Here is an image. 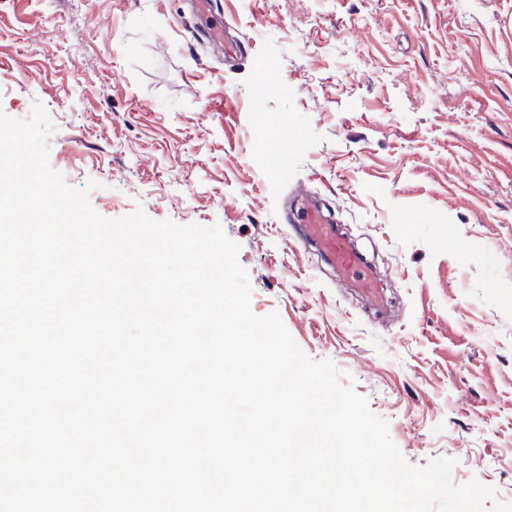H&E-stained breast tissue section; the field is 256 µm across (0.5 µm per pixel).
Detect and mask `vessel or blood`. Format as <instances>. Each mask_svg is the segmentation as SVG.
I'll return each mask as SVG.
<instances>
[{
	"mask_svg": "<svg viewBox=\"0 0 512 512\" xmlns=\"http://www.w3.org/2000/svg\"><path fill=\"white\" fill-rule=\"evenodd\" d=\"M293 242L301 251L316 250L333 264L356 292L366 296L371 304L382 305L378 283L366 270L359 254L311 200H302L299 205Z\"/></svg>",
	"mask_w": 512,
	"mask_h": 512,
	"instance_id": "vessel-or-blood-1",
	"label": "vessel or blood"
}]
</instances>
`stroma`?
I'll use <instances>...</instances> for the list:
<instances>
[{
	"label": "stroma",
	"instance_id": "obj_1",
	"mask_svg": "<svg viewBox=\"0 0 512 512\" xmlns=\"http://www.w3.org/2000/svg\"><path fill=\"white\" fill-rule=\"evenodd\" d=\"M212 19L0 0V110L43 104L51 166L98 182L100 215L220 225L253 312L331 361L410 464L456 459L455 484L512 502V0H218ZM300 187L376 255L387 314L295 249Z\"/></svg>",
	"mask_w": 512,
	"mask_h": 512
}]
</instances>
